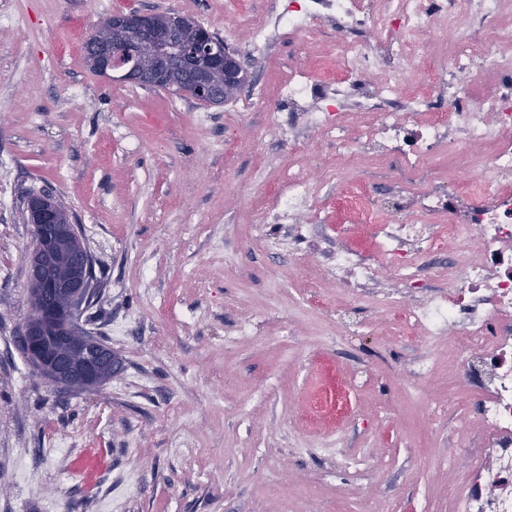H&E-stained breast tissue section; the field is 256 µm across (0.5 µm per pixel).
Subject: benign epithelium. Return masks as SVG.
I'll return each mask as SVG.
<instances>
[{"label":"benign epithelium","instance_id":"obj_1","mask_svg":"<svg viewBox=\"0 0 512 512\" xmlns=\"http://www.w3.org/2000/svg\"><path fill=\"white\" fill-rule=\"evenodd\" d=\"M186 29L185 22L175 15L160 20L154 13L114 14L91 39L89 64L109 79L162 87L188 83L202 98L222 97L224 88L239 81L241 62L208 30L198 28L193 35L185 36ZM28 215L34 227L54 224L59 232L80 238L72 219L63 218L53 208H31ZM77 266L81 274L72 280L68 297V311L72 314L81 313L94 295V271L87 252L77 253ZM69 335L93 356L96 370L77 374L67 360L54 361L48 366L49 383L79 387L97 380L101 374H117L118 367L105 346L84 332L72 330Z\"/></svg>","mask_w":512,"mask_h":512}]
</instances>
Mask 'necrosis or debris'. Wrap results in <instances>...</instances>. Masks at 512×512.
Instances as JSON below:
<instances>
[{
	"label": "necrosis or debris",
	"mask_w": 512,
	"mask_h": 512,
	"mask_svg": "<svg viewBox=\"0 0 512 512\" xmlns=\"http://www.w3.org/2000/svg\"><path fill=\"white\" fill-rule=\"evenodd\" d=\"M246 26L257 53L285 38L301 53L308 34L335 31L331 73L303 63L280 86L297 116L288 147L309 133L335 141L340 165L367 147L401 163L390 208L363 188L348 198L376 243L337 247L336 283L354 304L381 293L382 271L443 282L411 305L384 296L402 334L447 337L460 388L477 397L448 512H512V0H264ZM281 193L273 223L291 225L289 246L307 242L317 184L299 170ZM449 244L448 268L431 264Z\"/></svg>",
	"instance_id": "obj_1"
}]
</instances>
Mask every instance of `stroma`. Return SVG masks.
Listing matches in <instances>:
<instances>
[{"mask_svg": "<svg viewBox=\"0 0 512 512\" xmlns=\"http://www.w3.org/2000/svg\"><path fill=\"white\" fill-rule=\"evenodd\" d=\"M108 0H0V512H448L456 410L447 337L394 336L372 299L345 336L310 305L343 301L336 234L288 248L289 166L336 191V151L293 154L250 98L278 102L296 63L247 57L252 0H120L190 17L241 59L235 99L93 74ZM60 201L103 281L98 327L122 359L88 391L48 386L17 346L29 308L30 194ZM430 372L419 377L420 361Z\"/></svg>", "mask_w": 512, "mask_h": 512, "instance_id": "obj_1", "label": "stroma"}]
</instances>
